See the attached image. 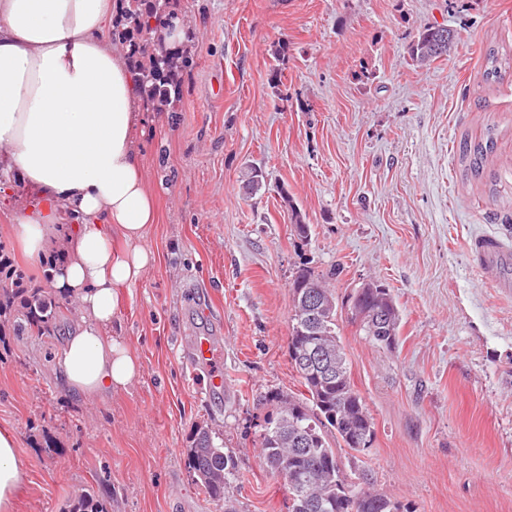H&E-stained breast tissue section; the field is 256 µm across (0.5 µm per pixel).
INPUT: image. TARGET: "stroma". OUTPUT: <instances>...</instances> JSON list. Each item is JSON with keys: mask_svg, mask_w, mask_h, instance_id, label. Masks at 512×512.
Here are the masks:
<instances>
[{"mask_svg": "<svg viewBox=\"0 0 512 512\" xmlns=\"http://www.w3.org/2000/svg\"><path fill=\"white\" fill-rule=\"evenodd\" d=\"M178 4L196 65L177 111L142 109L138 135L156 261L120 289L110 329L141 373L72 403L55 376L60 334L0 350V428L29 463L15 512H67L88 490L108 512H224L185 465L200 427L236 460L238 512H288L260 439L268 395L300 389L288 336L303 265L343 303L379 281L400 311L392 352L338 318L375 430L370 448L338 449L347 477L408 512H512V271L480 276L467 250L483 235L512 246V0ZM426 24L457 43L418 67L408 46ZM491 48L511 64L488 82ZM490 137L471 170L463 148ZM253 168L266 182L249 194ZM198 336L212 339L210 362L192 361Z\"/></svg>", "mask_w": 512, "mask_h": 512, "instance_id": "35a3bbf8", "label": "stroma"}]
</instances>
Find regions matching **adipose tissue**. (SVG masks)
<instances>
[{
    "label": "adipose tissue",
    "instance_id": "obj_1",
    "mask_svg": "<svg viewBox=\"0 0 512 512\" xmlns=\"http://www.w3.org/2000/svg\"><path fill=\"white\" fill-rule=\"evenodd\" d=\"M119 0H0V181L25 182L36 205L16 207L15 238L31 257L56 254V289L80 322L58 352L62 388L82 400L124 389L135 355L108 329L119 290L155 256L144 240L154 196L136 148V74L107 31ZM28 463L0 430V512H14Z\"/></svg>",
    "mask_w": 512,
    "mask_h": 512
}]
</instances>
